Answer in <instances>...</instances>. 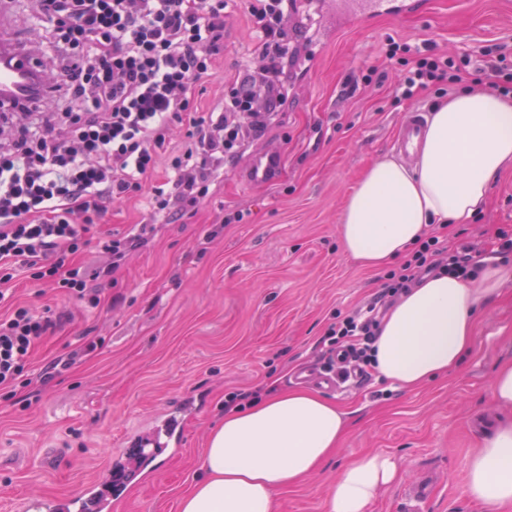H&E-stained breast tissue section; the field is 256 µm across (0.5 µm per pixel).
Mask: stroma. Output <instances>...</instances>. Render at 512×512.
Masks as SVG:
<instances>
[{"mask_svg": "<svg viewBox=\"0 0 512 512\" xmlns=\"http://www.w3.org/2000/svg\"><path fill=\"white\" fill-rule=\"evenodd\" d=\"M227 10L232 25L220 68L204 85L207 106L258 51L242 0H227ZM0 34L28 46L44 65L56 58L34 0H0ZM391 38L414 47L432 43L456 61L483 47L512 45V0H416L412 12L354 22L341 32L331 0H295L288 97L194 217L160 224L115 283L104 284L97 309H80L22 274L12 281L13 302L38 310L50 304L65 316L36 349L31 384L0 399V512H22L31 497L64 500L105 467L132 464L135 436L151 431L177 399L196 396L203 406L184 419L177 453L131 487L121 510L177 512L178 496L200 473L207 436L224 418L225 395L291 390L298 371L321 365L327 326L368 303L387 278L343 254L344 199L369 166L394 156L393 140L410 109L426 111L449 96L440 83L418 100L397 98L402 66L383 57ZM371 65L382 78L363 83ZM353 83L354 96L341 99ZM273 146L283 150L279 178L241 182L238 171ZM150 207L145 196L115 203L100 222L124 234ZM238 210L243 221L199 252L217 218ZM445 233L485 255L499 235L512 238V169L494 181L482 211ZM475 334V350L454 372L418 389L375 378L329 392L352 427L317 473L280 493L279 512H325L341 466L368 450L393 453L401 465L368 512H404L405 489L422 480L432 485L422 512H484L466 494V462L489 424L512 418V409L491 396L498 366L512 360V280L477 312ZM88 337L100 342L94 353L61 376L42 378L49 361Z\"/></svg>", "mask_w": 512, "mask_h": 512, "instance_id": "35a3bbf8", "label": "stroma"}]
</instances>
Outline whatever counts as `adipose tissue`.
Returning <instances> with one entry per match:
<instances>
[{"mask_svg": "<svg viewBox=\"0 0 512 512\" xmlns=\"http://www.w3.org/2000/svg\"><path fill=\"white\" fill-rule=\"evenodd\" d=\"M406 168L379 161L359 178L339 215L344 255L379 270L403 256L430 225L462 224L486 203L512 164V97L466 91L436 104ZM512 280V266L487 262L477 277L423 278L383 318L373 343L380 378L412 390L455 370L473 350L476 313ZM348 412L319 393L277 391L225 414L208 437L201 473L179 512H278V495L319 469L348 433ZM466 492L486 512H512V422L484 435L469 457ZM400 468L378 451L348 461L326 512H367Z\"/></svg>", "mask_w": 512, "mask_h": 512, "instance_id": "obj_1", "label": "adipose tissue"}]
</instances>
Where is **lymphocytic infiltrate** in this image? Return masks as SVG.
<instances>
[{
	"instance_id": "1",
	"label": "lymphocytic infiltrate",
	"mask_w": 512,
	"mask_h": 512,
	"mask_svg": "<svg viewBox=\"0 0 512 512\" xmlns=\"http://www.w3.org/2000/svg\"><path fill=\"white\" fill-rule=\"evenodd\" d=\"M290 7V0H245L261 34L257 62L207 111L196 88L224 57L226 0H37L59 66L42 75L44 103L0 114V302L22 271L68 301L98 307L92 281L114 279L155 232L142 224L115 234L98 220L107 204L142 194L162 159L174 177L148 188L154 213L173 220L194 214L216 171L264 133L287 95ZM400 55L408 61L399 98L459 80L448 57L390 42L386 59ZM175 128L184 129L185 146L171 157L167 136ZM91 248L105 258L94 269L82 260ZM472 262L470 247L452 251L438 237L421 240L400 270L389 272L381 295L328 326L327 360L353 362L370 379V344L387 299L438 270L466 273ZM60 320L51 308L24 304L0 314V391L28 384L34 349Z\"/></svg>"
}]
</instances>
